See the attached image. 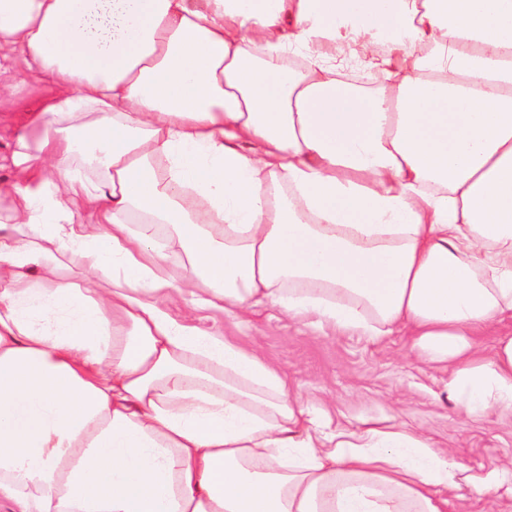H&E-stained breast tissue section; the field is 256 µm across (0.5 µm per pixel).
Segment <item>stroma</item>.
Instances as JSON below:
<instances>
[{
	"label": "stroma",
	"instance_id": "stroma-1",
	"mask_svg": "<svg viewBox=\"0 0 512 512\" xmlns=\"http://www.w3.org/2000/svg\"><path fill=\"white\" fill-rule=\"evenodd\" d=\"M50 94L49 87L27 81L0 98L1 155L14 151L17 134L27 131L31 113ZM171 311L259 351L287 374L295 398L328 409L344 425L358 429L367 421L421 434L448 448L475 477L461 487L448 512H512V500L497 499L480 484L491 462L512 463V413L466 415L448 399L451 368L426 361L412 350L405 332L372 341L289 320L269 305L238 312L198 309L180 300Z\"/></svg>",
	"mask_w": 512,
	"mask_h": 512
}]
</instances>
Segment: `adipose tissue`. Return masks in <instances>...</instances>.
<instances>
[{
    "mask_svg": "<svg viewBox=\"0 0 512 512\" xmlns=\"http://www.w3.org/2000/svg\"><path fill=\"white\" fill-rule=\"evenodd\" d=\"M355 35L376 92L336 76ZM17 56L55 93L0 185V512H448L454 454L168 305L404 329L512 411V0H0ZM157 235H161L163 240L160 242H162L161 246L167 254L168 271L174 278L179 279L185 273V256L164 227L157 231Z\"/></svg>",
    "mask_w": 512,
    "mask_h": 512,
    "instance_id": "1",
    "label": "adipose tissue"
}]
</instances>
